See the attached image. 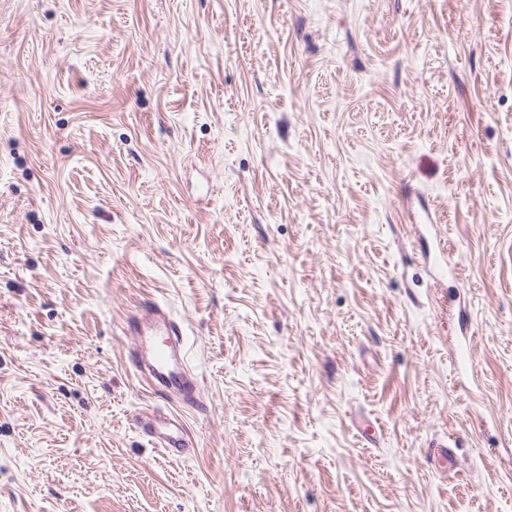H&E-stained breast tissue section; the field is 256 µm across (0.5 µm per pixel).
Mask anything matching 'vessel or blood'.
I'll return each mask as SVG.
<instances>
[{"label":"vessel or blood","mask_w":512,"mask_h":512,"mask_svg":"<svg viewBox=\"0 0 512 512\" xmlns=\"http://www.w3.org/2000/svg\"><path fill=\"white\" fill-rule=\"evenodd\" d=\"M126 333L133 339L131 361L147 372L154 384L184 403L198 404L200 389L187 367L188 348L182 326L157 301L141 303L126 321ZM141 428L154 447L167 454H185L189 441L183 423L169 414H155L142 421Z\"/></svg>","instance_id":"obj_1"}]
</instances>
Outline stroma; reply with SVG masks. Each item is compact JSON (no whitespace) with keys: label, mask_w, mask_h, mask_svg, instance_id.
I'll list each match as a JSON object with an SVG mask.
<instances>
[{"label":"stroma","mask_w":512,"mask_h":512,"mask_svg":"<svg viewBox=\"0 0 512 512\" xmlns=\"http://www.w3.org/2000/svg\"><path fill=\"white\" fill-rule=\"evenodd\" d=\"M0 512H512V0H0ZM125 328L127 336L133 339V366L146 371L165 393L197 405L200 389L187 368L189 350L183 327L169 312L155 300L143 302L128 315ZM141 428L153 446L163 449L168 455H183L186 454L185 448H190L183 423L173 415L154 414L141 421Z\"/></svg>","instance_id":"1"}]
</instances>
